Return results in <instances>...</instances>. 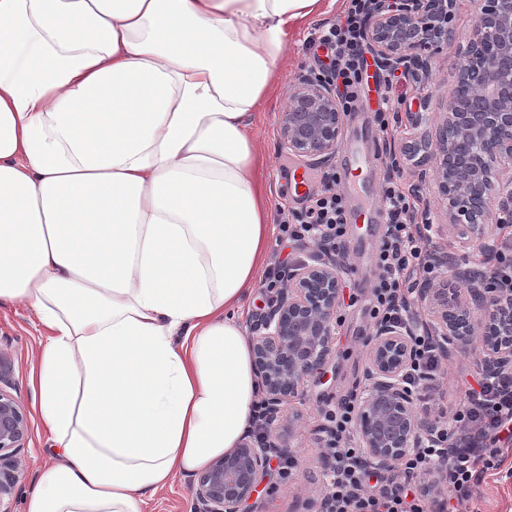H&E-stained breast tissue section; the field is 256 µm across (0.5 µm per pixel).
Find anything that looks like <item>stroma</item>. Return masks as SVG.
<instances>
[{
	"instance_id": "1",
	"label": "stroma",
	"mask_w": 512,
	"mask_h": 512,
	"mask_svg": "<svg viewBox=\"0 0 512 512\" xmlns=\"http://www.w3.org/2000/svg\"><path fill=\"white\" fill-rule=\"evenodd\" d=\"M348 0H323V8L307 23L294 28L288 38L287 60L279 71L276 91L264 102L251 135L266 160L263 172L264 188L270 198L275 220L297 219L318 193L324 172L337 169L341 160L354 159L372 148L386 149L395 140L412 131L413 113L424 110L441 113L448 106V94L458 80V64L471 36L474 0H459L449 24L448 43L432 59L431 80L419 85L401 80L393 90L403 106L389 118L386 130L367 135L366 122L375 120L383 82L369 80L364 87L361 107L346 113L340 147L335 156L313 163L288 154L280 145V116L300 74L318 69L325 57L323 48L313 45L318 29L335 23ZM303 168L310 175L308 186H296L294 168ZM382 229L375 224L348 222L343 250L346 265L341 273L343 293L336 314L335 350L322 373L311 381L295 407L297 416L290 438L291 452L301 460L294 479L281 482L270 474L260 484L257 493L243 507V512H319L326 492L319 444L321 409L352 393L362 391L367 358V339L374 323L371 288L378 275L376 255L382 243ZM45 341V331L36 313L17 302L0 307V350L11 354L14 375L10 391L25 408L29 433L24 448L17 457L21 464V491L14 505L15 512H26V499L33 489L39 470L49 462L47 432L40 413V395L33 374L38 352ZM479 376V356L462 354L444 360L437 400L444 408H452L459 396L458 382L474 381ZM142 512H197L193 478L180 475L163 490L147 498ZM464 512H512V479L487 473L477 494L465 506Z\"/></svg>"
}]
</instances>
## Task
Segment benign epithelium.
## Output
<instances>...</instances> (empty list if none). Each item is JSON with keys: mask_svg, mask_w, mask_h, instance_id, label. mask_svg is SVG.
<instances>
[{"mask_svg": "<svg viewBox=\"0 0 512 512\" xmlns=\"http://www.w3.org/2000/svg\"><path fill=\"white\" fill-rule=\"evenodd\" d=\"M457 3L378 0L365 31L374 62L426 83L434 54L448 43ZM432 121L430 112L412 115L416 133L401 140L398 157L419 169L420 183L437 187L447 216L444 233L462 251L477 246L485 261L470 266L461 260L450 278L419 289L421 324L445 356L478 345L482 373L509 376L512 291L492 287L489 262L497 260L502 245L495 228L512 223V0H481L436 137L417 133ZM343 122L335 86L306 73L281 113L280 137L288 153L322 162L335 155ZM340 269L331 252L315 248L289 272L288 287L255 316L250 344L269 429L262 440L241 441L198 474V512H241L271 462L288 452L283 415L294 418V402L333 353ZM410 336L407 329L381 324L368 341L367 384L359 396L355 433L371 470L392 471L438 432V421L419 414L404 385L415 356ZM13 373L12 357L0 350V512H13L21 478L15 453L24 447L29 428L22 404L1 388Z\"/></svg>", "mask_w": 512, "mask_h": 512, "instance_id": "benign-epithelium-1", "label": "benign epithelium"}]
</instances>
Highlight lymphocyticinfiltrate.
I'll list each match as a JSON object with an SVG mask.
<instances>
[{"instance_id": "lymphocytic-infiltrate-1", "label": "lymphocytic infiltrate", "mask_w": 512, "mask_h": 512, "mask_svg": "<svg viewBox=\"0 0 512 512\" xmlns=\"http://www.w3.org/2000/svg\"><path fill=\"white\" fill-rule=\"evenodd\" d=\"M372 8V0H350L343 19L322 30L318 38L334 53L329 77L346 111L359 99L358 86L367 68L365 27ZM380 202L386 225L377 255L379 274L372 286L371 317L378 324H408L414 320L408 299L414 282L436 272L426 248L430 235L413 224V207L397 182L386 180ZM279 231L288 240H307L328 250L341 245L346 234L345 195L335 173L325 174L324 188L314 196L305 215L294 223L282 220ZM414 346L415 360L407 370L405 386L415 407L429 412L436 406L441 356L424 335H415ZM357 404L352 396L322 410L325 425L320 443L330 463L325 497L328 512H428L427 495L420 487L450 442L456 452L445 473L448 497L453 501L448 512H457L459 505L471 500L484 475L500 469L501 449L512 442V377L478 378L476 387L468 389L444 424L438 440L398 461L394 480L369 491L353 432Z\"/></svg>"}]
</instances>
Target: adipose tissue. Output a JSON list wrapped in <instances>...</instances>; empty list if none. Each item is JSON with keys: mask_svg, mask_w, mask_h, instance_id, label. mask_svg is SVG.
I'll return each mask as SVG.
<instances>
[{"mask_svg": "<svg viewBox=\"0 0 512 512\" xmlns=\"http://www.w3.org/2000/svg\"><path fill=\"white\" fill-rule=\"evenodd\" d=\"M321 3L0 0V306L47 332L27 512H141L245 438L274 221L250 131Z\"/></svg>", "mask_w": 512, "mask_h": 512, "instance_id": "ef3b65f1", "label": "adipose tissue"}]
</instances>
